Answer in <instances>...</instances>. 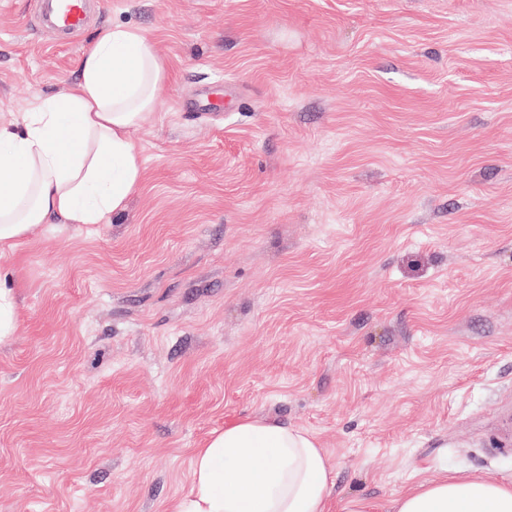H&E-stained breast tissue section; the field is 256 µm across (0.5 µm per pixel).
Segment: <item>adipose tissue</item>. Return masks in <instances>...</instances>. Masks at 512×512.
I'll return each mask as SVG.
<instances>
[{
  "label": "adipose tissue",
  "mask_w": 512,
  "mask_h": 512,
  "mask_svg": "<svg viewBox=\"0 0 512 512\" xmlns=\"http://www.w3.org/2000/svg\"><path fill=\"white\" fill-rule=\"evenodd\" d=\"M60 96L0 121V259L43 224H99L124 212L142 176L131 128L155 116L163 60L132 27L103 29ZM331 464L308 432L241 418L192 456V488L172 512H329ZM385 512H512V484L445 476Z\"/></svg>",
  "instance_id": "adipose-tissue-1"
}]
</instances>
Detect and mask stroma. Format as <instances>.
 I'll return each mask as SVG.
<instances>
[{"mask_svg": "<svg viewBox=\"0 0 512 512\" xmlns=\"http://www.w3.org/2000/svg\"><path fill=\"white\" fill-rule=\"evenodd\" d=\"M0 0V118L105 27L163 59L143 178L0 259V512H168L211 432L316 438L331 512L512 484V0ZM54 25L64 31L78 32L87 23L86 0H52ZM17 327L14 297L11 288L0 282V341L12 336Z\"/></svg>", "mask_w": 512, "mask_h": 512, "instance_id": "35a3bbf8", "label": "stroma"}]
</instances>
